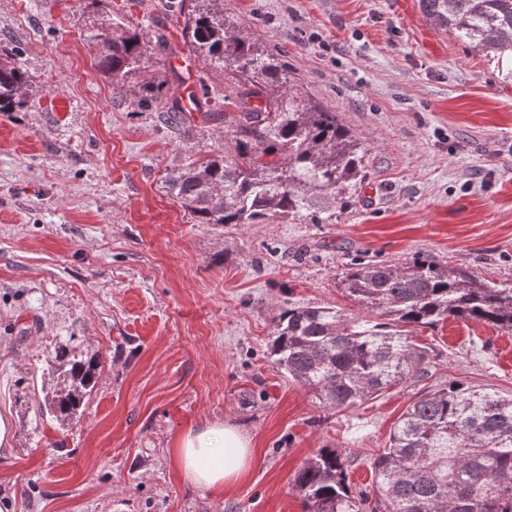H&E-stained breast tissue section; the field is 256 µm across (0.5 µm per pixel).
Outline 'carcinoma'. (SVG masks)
Instances as JSON below:
<instances>
[{
  "label": "carcinoma",
  "mask_w": 512,
  "mask_h": 512,
  "mask_svg": "<svg viewBox=\"0 0 512 512\" xmlns=\"http://www.w3.org/2000/svg\"><path fill=\"white\" fill-rule=\"evenodd\" d=\"M421 10L455 39L485 53L512 78V0H419ZM182 24L189 54L247 77L249 90L232 117L234 156L196 160L170 170L166 188L198 224H258L281 218L327 224L356 198L366 179L367 149L329 112L294 92L285 65L224 18V0H164ZM96 66L113 82L142 73L154 48L136 32H112V18L90 28ZM34 92L28 72L0 53V112H15ZM148 80L138 104L192 126L183 98L158 95ZM338 288L357 307L348 315L302 305L274 319L269 351L288 377L325 408L352 409L428 375L427 351L409 327L447 319L512 332V281H491L433 256L403 265L355 263ZM373 316L365 319L362 314ZM58 389L48 413L65 421L81 412L96 386L101 358L54 356ZM373 492L351 490L347 457L322 448L296 474L305 512H512V394L461 384L414 401L389 444L371 461Z\"/></svg>",
  "instance_id": "obj_1"
}]
</instances>
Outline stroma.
I'll list each match as a JSON object with an SVG mask.
<instances>
[{"label":"stroma","mask_w":512,"mask_h":512,"mask_svg":"<svg viewBox=\"0 0 512 512\" xmlns=\"http://www.w3.org/2000/svg\"><path fill=\"white\" fill-rule=\"evenodd\" d=\"M224 15L367 148L332 223L198 224L167 194L169 170L230 150L245 79L190 59L159 0H0V42L36 89L0 114V512H304L293 480L319 449L345 452L368 489L412 401L453 382L512 392V333L476 322L415 327L427 378L347 410L316 404L268 350L282 309L353 313L337 280L354 263L424 253L512 279V81L418 0H224ZM105 17L164 36L146 77L224 120L184 131L141 111L135 80L105 78L85 40ZM63 343L102 366L59 423L39 406ZM212 423L255 450L221 494L171 462L179 435Z\"/></svg>","instance_id":"35a3bbf8"}]
</instances>
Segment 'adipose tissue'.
<instances>
[{
    "instance_id": "adipose-tissue-1",
    "label": "adipose tissue",
    "mask_w": 512,
    "mask_h": 512,
    "mask_svg": "<svg viewBox=\"0 0 512 512\" xmlns=\"http://www.w3.org/2000/svg\"><path fill=\"white\" fill-rule=\"evenodd\" d=\"M172 456L185 480L214 493L243 479L253 461L249 440L229 423L188 430Z\"/></svg>"
}]
</instances>
